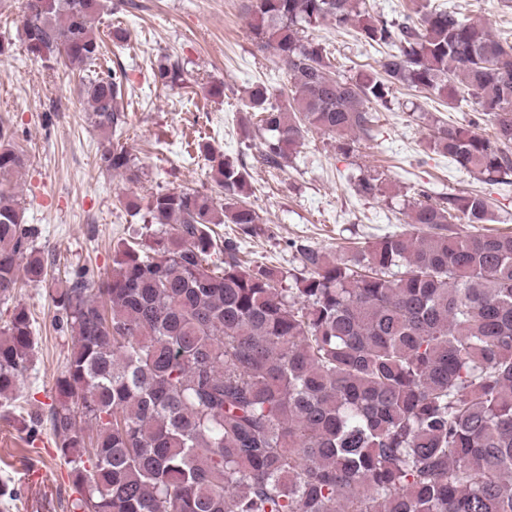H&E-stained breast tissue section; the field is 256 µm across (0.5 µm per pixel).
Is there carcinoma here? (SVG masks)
Returning a JSON list of instances; mask_svg holds the SVG:
<instances>
[{
  "instance_id": "cac0c4a2",
  "label": "carcinoma",
  "mask_w": 512,
  "mask_h": 512,
  "mask_svg": "<svg viewBox=\"0 0 512 512\" xmlns=\"http://www.w3.org/2000/svg\"><path fill=\"white\" fill-rule=\"evenodd\" d=\"M102 0H24L27 53L82 69L102 166L138 179L120 142L125 72L94 70ZM253 41L294 84L285 104L261 82L246 108L265 132L260 158L280 167L312 131L354 150L396 85L494 126L435 120L429 147L490 180L512 175V41L448 5L387 19L365 0H245ZM353 28L381 51L378 70L332 76L330 51L306 35ZM156 82L182 88L184 63L157 59ZM224 202L160 190L136 236L113 249L99 281L57 280L55 320L73 338L47 420L71 466L70 512H512V232L479 192L422 191L407 228L336 255L296 246L285 269L246 260L238 238L260 217L244 201L250 172L207 143ZM23 166L0 142V177ZM383 176L355 192L376 198ZM37 228L0 191V301L25 272L45 275ZM33 319L20 304L0 329V398L29 370Z\"/></svg>"
}]
</instances>
